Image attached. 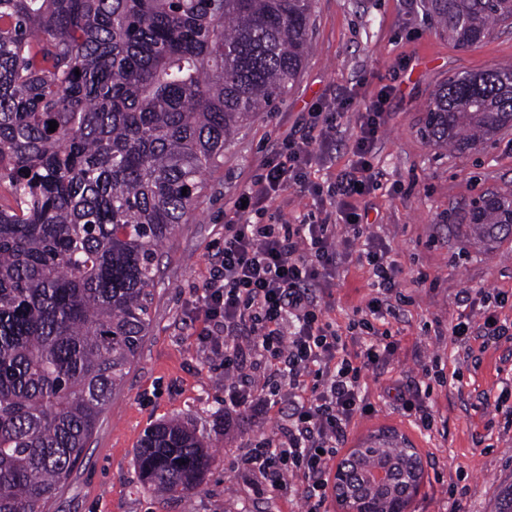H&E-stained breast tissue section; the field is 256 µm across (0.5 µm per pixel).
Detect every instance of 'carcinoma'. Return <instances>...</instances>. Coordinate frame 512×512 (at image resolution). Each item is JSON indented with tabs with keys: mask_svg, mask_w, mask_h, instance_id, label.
Listing matches in <instances>:
<instances>
[{
	"mask_svg": "<svg viewBox=\"0 0 512 512\" xmlns=\"http://www.w3.org/2000/svg\"><path fill=\"white\" fill-rule=\"evenodd\" d=\"M423 8L461 49L512 27V0ZM311 16V0H0V512H45L84 460L149 331L162 244L224 145L298 79ZM426 112L432 142L475 149L512 126V70L450 78ZM469 220L511 232L512 198ZM365 444L360 467L409 470L405 436ZM135 463L151 493L189 491L209 443L162 421Z\"/></svg>",
	"mask_w": 512,
	"mask_h": 512,
	"instance_id": "cac0c4a2",
	"label": "carcinoma"
}]
</instances>
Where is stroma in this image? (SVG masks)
Listing matches in <instances>:
<instances>
[{
	"label": "stroma",
	"mask_w": 512,
	"mask_h": 512,
	"mask_svg": "<svg viewBox=\"0 0 512 512\" xmlns=\"http://www.w3.org/2000/svg\"><path fill=\"white\" fill-rule=\"evenodd\" d=\"M309 38L297 82L225 146L223 166L204 176L207 191L190 223L166 243L149 333L85 461L46 512H305L302 492L272 496L236 471L246 440L275 435L281 416L273 411L244 432L225 431L224 370L200 348L184 305L205 281L225 215L283 141L305 134L309 112L345 95L360 102L383 92L388 118L371 159L378 186L360 205L370 233L390 246L405 299L383 323L399 342L395 355L366 376L374 413L355 421L345 445L381 427L414 442L425 474L410 512H495L498 492L512 484V397H500L512 389V339L469 352L448 334L462 313L482 325L480 294L512 291V236L479 237L466 220L469 204L483 195H512V127L477 153L437 146L424 132L425 108L439 85L464 73L512 69V29L461 49L429 23L421 0H314ZM358 112L351 107L339 119L309 184L328 186L352 163ZM270 210L293 224L321 217L317 197L297 186ZM369 283L367 267L347 259L332 288L329 316L337 325L346 326ZM432 367L447 375L446 385L425 378ZM395 379L432 406L431 430L414 427L388 395ZM171 418L205 434L212 461L200 488L161 500L142 486L134 457L144 431Z\"/></svg>",
	"instance_id": "obj_1"
}]
</instances>
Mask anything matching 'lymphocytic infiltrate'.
Segmentation results:
<instances>
[{
	"label": "lymphocytic infiltrate",
	"mask_w": 512,
	"mask_h": 512,
	"mask_svg": "<svg viewBox=\"0 0 512 512\" xmlns=\"http://www.w3.org/2000/svg\"><path fill=\"white\" fill-rule=\"evenodd\" d=\"M386 100L382 93L361 104L354 161L328 191L337 218L264 221L270 202L305 179L318 159L315 145L330 142L339 115L315 112L307 134L289 140L241 192L245 204L225 221L224 246L209 259L202 292L185 309L187 322L201 326L202 348L223 361L225 424L241 415L260 422L274 407L282 415L275 436L245 446L239 471L278 495L301 486L306 512H323L329 464L355 419L373 411L364 376L398 348L376 324L390 312L399 268L356 205L376 184L371 154ZM353 251L368 265L374 292L340 328L328 316L331 288Z\"/></svg>",
	"instance_id": "f902f5d3"
}]
</instances>
